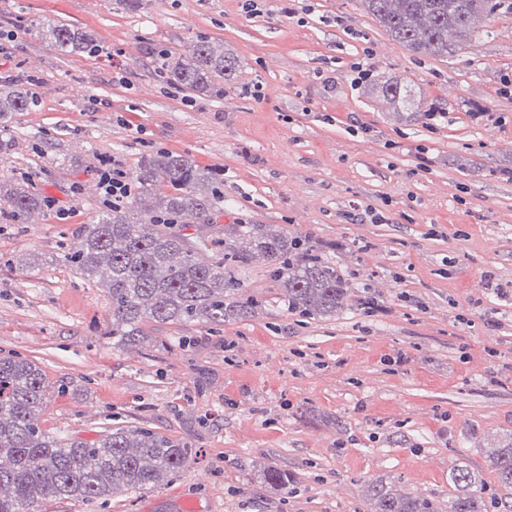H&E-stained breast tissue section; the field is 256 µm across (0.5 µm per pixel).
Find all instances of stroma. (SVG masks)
I'll return each mask as SVG.
<instances>
[{
    "mask_svg": "<svg viewBox=\"0 0 512 512\" xmlns=\"http://www.w3.org/2000/svg\"><path fill=\"white\" fill-rule=\"evenodd\" d=\"M55 21L91 32L92 54L41 36ZM469 48L417 54L361 0H0V87L35 102L9 125L0 179L57 209L15 223L0 203V356L39 365L40 424L91 442L150 427L192 450L167 484L43 512H369L391 483L446 512L451 470L512 503L489 465L512 438V9L476 18ZM223 43L237 77L220 97L178 87L155 51ZM397 80L391 106L365 92ZM260 96H253V86ZM445 112L430 124L427 113ZM164 149L224 179L215 223L271 224L308 239L352 288L330 319L291 314L263 266L243 270L255 316L221 326L144 323L112 338L104 288L66 253L103 211L99 159L136 173ZM288 473L287 489L263 471Z\"/></svg>",
    "mask_w": 512,
    "mask_h": 512,
    "instance_id": "1",
    "label": "stroma"
}]
</instances>
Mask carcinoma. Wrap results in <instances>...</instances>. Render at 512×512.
<instances>
[{"mask_svg": "<svg viewBox=\"0 0 512 512\" xmlns=\"http://www.w3.org/2000/svg\"><path fill=\"white\" fill-rule=\"evenodd\" d=\"M396 42L432 56H446L472 45V21L501 6L499 0H361ZM42 36L67 53L92 52L89 32L61 23L42 27ZM169 80L198 93H210L235 79L238 60L224 45L200 40L189 57L157 58ZM394 102L406 97L398 83L376 86ZM34 102L17 88L0 89V124ZM131 201L86 224L69 249L67 261L93 280L100 270L112 307V337L135 343L145 321L222 325L254 315L256 303L238 298L236 272L267 268L286 310L326 319L349 306L351 288L336 266L309 242L272 229L270 224L224 225V264L197 259L198 243L166 230L172 224H211L224 200L219 175L188 157L158 150L147 154L136 172ZM0 202L19 224L45 209L44 199L19 183L0 180ZM48 382L27 358L0 356V512H40L47 499L90 500L167 483L188 466L192 449L151 428L111 429L92 443L57 439L40 426L39 412ZM490 463L501 486L512 489V439L494 450ZM264 481L288 487V473L275 467ZM456 493L448 512H490L475 478L463 467L451 473ZM370 512H442L429 499H416L390 486H372Z\"/></svg>", "mask_w": 512, "mask_h": 512, "instance_id": "carcinoma-1", "label": "carcinoma"}]
</instances>
